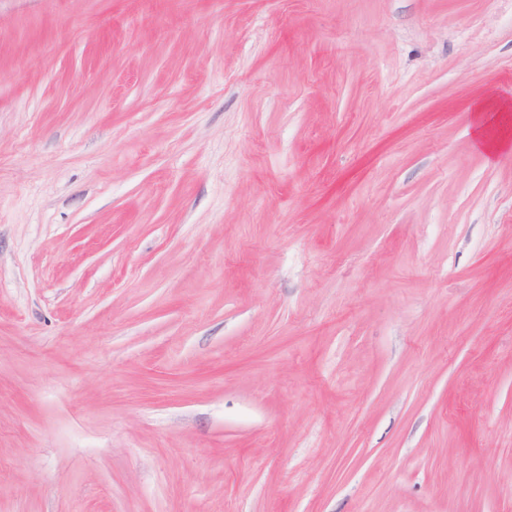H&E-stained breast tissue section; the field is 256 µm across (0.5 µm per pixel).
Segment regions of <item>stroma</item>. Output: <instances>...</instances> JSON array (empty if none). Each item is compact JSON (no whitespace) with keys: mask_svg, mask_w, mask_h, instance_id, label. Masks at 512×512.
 <instances>
[{"mask_svg":"<svg viewBox=\"0 0 512 512\" xmlns=\"http://www.w3.org/2000/svg\"><path fill=\"white\" fill-rule=\"evenodd\" d=\"M512 0H0V512H512Z\"/></svg>","mask_w":512,"mask_h":512,"instance_id":"35a3bbf8","label":"stroma"}]
</instances>
